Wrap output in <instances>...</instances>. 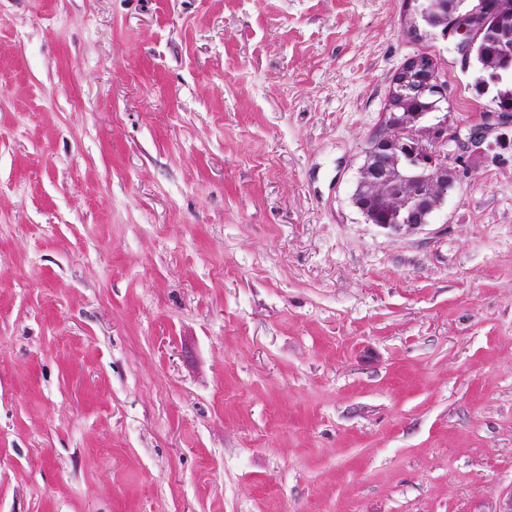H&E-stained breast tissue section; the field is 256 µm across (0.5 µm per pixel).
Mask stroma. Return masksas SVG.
<instances>
[{"instance_id":"obj_1","label":"stroma","mask_w":512,"mask_h":512,"mask_svg":"<svg viewBox=\"0 0 512 512\" xmlns=\"http://www.w3.org/2000/svg\"><path fill=\"white\" fill-rule=\"evenodd\" d=\"M406 0H0V512H512V128L352 203Z\"/></svg>"}]
</instances>
